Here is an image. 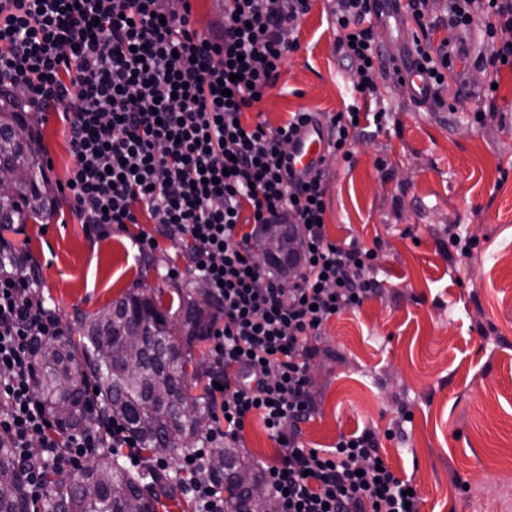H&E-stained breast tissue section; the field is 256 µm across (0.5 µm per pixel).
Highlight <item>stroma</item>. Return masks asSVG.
Here are the masks:
<instances>
[{
    "label": "stroma",
    "instance_id": "1",
    "mask_svg": "<svg viewBox=\"0 0 512 512\" xmlns=\"http://www.w3.org/2000/svg\"><path fill=\"white\" fill-rule=\"evenodd\" d=\"M331 0H311L297 23L275 86L245 110L248 125L275 128L292 113L328 115L358 106L383 113L360 133L350 157L323 163L325 230L335 243L374 249L380 286L360 307L333 315L311 337L314 412L301 426L309 448L373 430L381 456L415 484L421 512H512V69L491 73L484 19L452 34L468 54L438 101L419 104L393 65L410 48L413 20L374 21V44L389 63L378 95L354 88ZM494 95H486L489 82ZM57 188L47 222L5 237L42 273L39 293L62 323L95 313L135 288H159L164 306L189 287V242L160 235L148 213L102 239L79 223L65 187L73 165L58 112L29 113ZM155 240L139 256L135 237ZM468 255H461V247ZM278 443L260 416L248 420L237 452L272 463Z\"/></svg>",
    "mask_w": 512,
    "mask_h": 512
}]
</instances>
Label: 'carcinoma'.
Listing matches in <instances>:
<instances>
[{
	"instance_id": "1",
	"label": "carcinoma",
	"mask_w": 512,
	"mask_h": 512,
	"mask_svg": "<svg viewBox=\"0 0 512 512\" xmlns=\"http://www.w3.org/2000/svg\"><path fill=\"white\" fill-rule=\"evenodd\" d=\"M23 178L10 190L0 191V232L17 224L44 221L55 211V198L41 159V142L11 102H0V165ZM27 265L26 253L0 236V263L11 268L15 256ZM198 288H181L180 306L174 312L160 308L154 296L129 292L94 315L74 321L69 336L37 338L30 349L35 400L53 426L65 437L86 423L88 409L98 411V421L124 424L137 448L150 457H171L207 441L211 402L204 394L193 396L187 371L189 346L209 336L218 309L197 306ZM141 317L147 342L140 359L129 358L125 341L129 322ZM99 393H94V390ZM193 405V417L184 431L190 446H164L169 427L180 421L179 407ZM210 471L226 490L225 512H276L275 500L266 492L251 496L242 484L262 483L261 471L241 460L236 449L218 446L209 455ZM23 467L6 438H0V512H160L167 502H177L183 480L171 471L133 472L119 461L116 448H99L89 464L74 476L54 465L45 467L44 503L31 507L25 492Z\"/></svg>"
}]
</instances>
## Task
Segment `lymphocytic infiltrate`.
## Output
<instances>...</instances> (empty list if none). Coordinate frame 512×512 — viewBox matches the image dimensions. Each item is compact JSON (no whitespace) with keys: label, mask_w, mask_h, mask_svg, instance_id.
<instances>
[{"label":"lymphocytic infiltrate","mask_w":512,"mask_h":512,"mask_svg":"<svg viewBox=\"0 0 512 512\" xmlns=\"http://www.w3.org/2000/svg\"><path fill=\"white\" fill-rule=\"evenodd\" d=\"M311 0H226L216 37L192 27L190 0H0V97L23 111L59 106L74 158L72 206L99 237L137 223L147 211L160 233L189 238V271L219 307L213 328L212 379L221 384L223 425L209 441L237 445L258 414L278 445L262 465L278 512H420L410 480L384 467L370 430L330 448L299 443L310 418V337L333 315L373 294L377 254L325 233L327 185L288 169V147L309 112L285 125L242 124L246 108L274 86L287 52L297 49L296 21ZM487 18L484 67H512V0H448V27ZM340 46L355 65L362 96L377 92L371 0H336ZM430 83L465 60L452 40H414ZM253 224H300L299 273L285 286L281 268L262 266L248 236H237L242 208ZM39 282L0 269V436L26 472L33 501L45 494V464L76 465L90 449L127 446L119 423L94 424L66 439L52 435L31 378L30 344L60 334ZM192 475L184 491L198 512H224V495L206 456L181 457Z\"/></svg>","instance_id":"1"}]
</instances>
